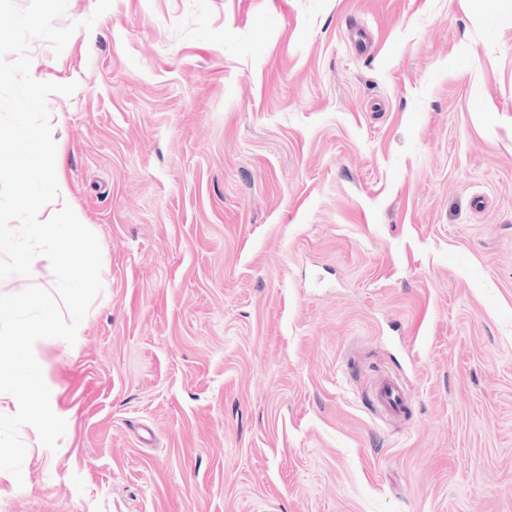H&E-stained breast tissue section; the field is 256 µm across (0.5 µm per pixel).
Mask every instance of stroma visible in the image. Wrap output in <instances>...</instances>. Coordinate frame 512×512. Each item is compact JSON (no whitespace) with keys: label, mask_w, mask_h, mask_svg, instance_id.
<instances>
[{"label":"stroma","mask_w":512,"mask_h":512,"mask_svg":"<svg viewBox=\"0 0 512 512\" xmlns=\"http://www.w3.org/2000/svg\"><path fill=\"white\" fill-rule=\"evenodd\" d=\"M95 19L26 50L103 289L0 512H512V0ZM375 404L387 412L396 413L403 406V397L393 384L382 382L376 391Z\"/></svg>","instance_id":"1"}]
</instances>
